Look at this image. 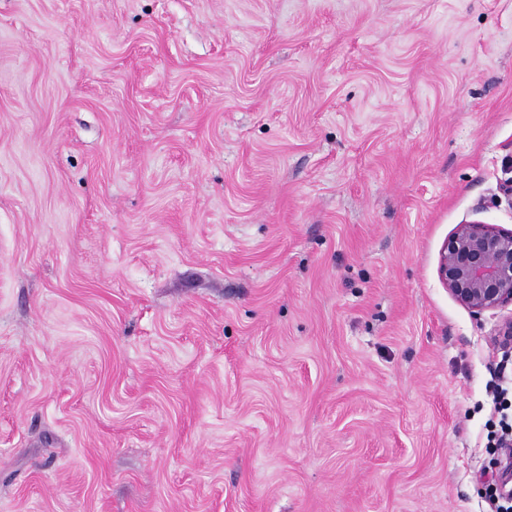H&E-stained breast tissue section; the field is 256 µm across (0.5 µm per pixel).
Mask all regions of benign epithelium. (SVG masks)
Wrapping results in <instances>:
<instances>
[{
  "label": "benign epithelium",
  "instance_id": "benign-epithelium-1",
  "mask_svg": "<svg viewBox=\"0 0 512 512\" xmlns=\"http://www.w3.org/2000/svg\"><path fill=\"white\" fill-rule=\"evenodd\" d=\"M438 275L450 295L475 317L512 306V230L492 224H460L441 250ZM512 348V313L494 332Z\"/></svg>",
  "mask_w": 512,
  "mask_h": 512
}]
</instances>
